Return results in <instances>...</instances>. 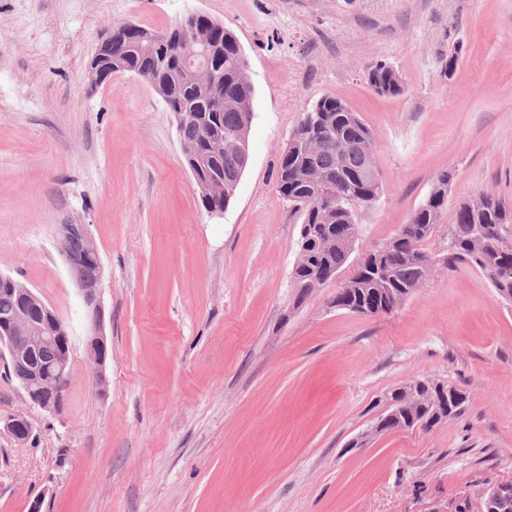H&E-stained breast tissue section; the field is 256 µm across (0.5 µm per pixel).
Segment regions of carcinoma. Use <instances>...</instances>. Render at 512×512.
<instances>
[{"instance_id": "carcinoma-1", "label": "carcinoma", "mask_w": 512, "mask_h": 512, "mask_svg": "<svg viewBox=\"0 0 512 512\" xmlns=\"http://www.w3.org/2000/svg\"><path fill=\"white\" fill-rule=\"evenodd\" d=\"M128 29L126 40L119 48L121 65L130 72L150 70L157 85L173 109L188 112L192 120L184 126L182 138L201 153L210 151L208 139L224 138V151L210 156L208 179L242 177V147L249 146V132L253 118L254 90L243 89L238 81L240 57L238 42L227 28L217 29L207 22L200 23L198 37L205 38L216 52L214 61L218 81L202 84L186 78L180 71L182 54L191 44L156 45L148 52L141 43L142 30L124 24L117 29ZM370 84L381 95L402 93L398 74L383 61L371 64ZM224 95V110L214 116L212 99ZM315 119L321 132L332 137L326 146L294 148L280 159L277 186L281 196L300 213V249L308 260L293 270V280L301 285L311 279L328 281L346 263L358 236L357 211L375 200L374 189L364 173L363 156L352 148L341 150L346 142H365L372 138L368 126L358 114L341 99L326 96L314 105ZM243 135L244 144L233 146L227 137ZM332 175L336 185V208L322 214L315 209L316 186L314 173ZM448 174H441L426 200L411 215L409 224L390 241L382 254L365 258L355 274L336 293L335 306L352 313L365 314L373 304H380L386 296L398 292L412 293L423 277V263L431 260L421 249L433 232L447 205ZM487 208L481 214L470 212L463 204L453 214L449 229L448 260L468 262L479 268L490 280L498 297L512 302V280L496 277L499 266H512V207L491 195L485 196ZM400 402L392 406L393 416L381 430L388 431L425 421L424 428L432 427L462 414L469 401L466 391L460 389L445 409L435 410L419 403L413 396L407 402L405 388L397 389Z\"/></svg>"}]
</instances>
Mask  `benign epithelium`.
<instances>
[{
  "label": "benign epithelium",
  "mask_w": 512,
  "mask_h": 512,
  "mask_svg": "<svg viewBox=\"0 0 512 512\" xmlns=\"http://www.w3.org/2000/svg\"><path fill=\"white\" fill-rule=\"evenodd\" d=\"M205 15L191 13L177 22V26L169 33L173 42L185 40L196 31L198 20ZM125 37L114 35L107 38L98 48L89 66L90 82L97 86L108 82L117 70L112 64H102L105 53L124 43ZM187 71L198 81L209 79L214 68L211 48L201 41L191 49L183 59ZM364 153L365 175L375 184L380 183L379 171L376 167L374 146L372 142L358 145ZM237 181L228 179L214 183H206V195L234 194ZM60 250L67 267H73L77 261L73 243L78 241L82 247V255L92 261L95 267L93 277L88 281H77L83 300L91 312L94 331L87 339V355L96 369L97 383L103 382V373L108 358L107 341L104 334L103 311L98 300V287L101 280V259L84 224L59 225ZM0 283L12 285L16 296V306L0 315V354H8L12 375L24 391L28 405L50 416L62 413L64 400L59 396L63 381L71 373L70 336L53 309L44 302L35 291L14 278L0 273ZM41 349L53 352V356L34 365L36 353ZM6 429L19 443H27L35 437L33 425L24 413L13 415L5 420ZM497 496L512 498V480L501 481L492 489L487 499L483 500L480 512H493V501Z\"/></svg>",
  "instance_id": "1"
}]
</instances>
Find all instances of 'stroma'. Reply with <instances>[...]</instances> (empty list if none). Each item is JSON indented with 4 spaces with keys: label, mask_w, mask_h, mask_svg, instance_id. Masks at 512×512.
I'll return each instance as SVG.
<instances>
[{
    "label": "stroma",
    "mask_w": 512,
    "mask_h": 512,
    "mask_svg": "<svg viewBox=\"0 0 512 512\" xmlns=\"http://www.w3.org/2000/svg\"><path fill=\"white\" fill-rule=\"evenodd\" d=\"M192 12L233 31L254 89L249 162L220 217L154 89L86 72L112 26ZM378 60L401 94L371 87ZM326 95L370 128L380 191L346 263L302 298L301 218L277 167ZM443 173L428 279L388 313L336 308ZM483 194L512 204V0H0V271L72 343L58 418L29 408L0 357V419L27 414L37 435L0 433V512L37 498L42 512H477L512 478V303L441 259L452 209ZM61 224L86 225L101 259L100 385ZM420 379L467 391L462 415L374 432L386 393Z\"/></svg>",
    "instance_id": "stroma-1"
}]
</instances>
